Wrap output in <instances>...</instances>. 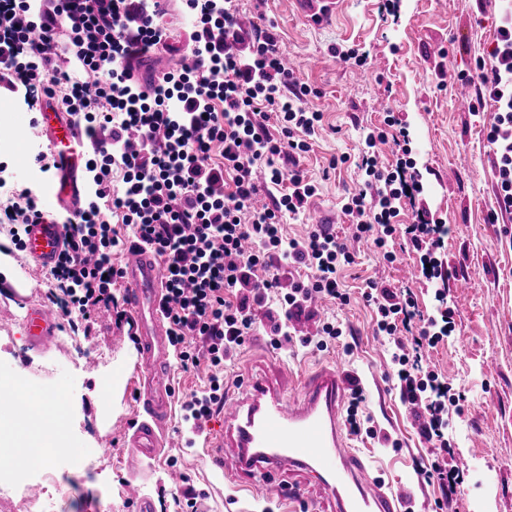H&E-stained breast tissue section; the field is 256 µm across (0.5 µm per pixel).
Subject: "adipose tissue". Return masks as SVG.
Listing matches in <instances>:
<instances>
[{
  "label": "adipose tissue",
  "mask_w": 512,
  "mask_h": 512,
  "mask_svg": "<svg viewBox=\"0 0 512 512\" xmlns=\"http://www.w3.org/2000/svg\"><path fill=\"white\" fill-rule=\"evenodd\" d=\"M0 399L10 400L13 411L9 417H0V447L16 449L25 456L48 463L50 459L71 446L68 432L69 416L64 404L51 394L33 392L23 368H16L11 388L0 387ZM56 422L53 434H45V420Z\"/></svg>",
  "instance_id": "obj_1"
}]
</instances>
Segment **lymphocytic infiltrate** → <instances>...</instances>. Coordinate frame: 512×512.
Listing matches in <instances>:
<instances>
[{"instance_id":"f902f5d3","label":"lymphocytic infiltrate","mask_w":512,"mask_h":512,"mask_svg":"<svg viewBox=\"0 0 512 512\" xmlns=\"http://www.w3.org/2000/svg\"><path fill=\"white\" fill-rule=\"evenodd\" d=\"M496 44L489 63L479 66L482 97L496 115L487 140L494 155L502 209H512V0H501ZM193 31L185 51L193 69L176 68L140 79L133 62L166 47L170 32L159 0H0V83L29 108L57 102L74 116L91 148L84 170L91 190L78 214L62 209L45 215L35 188L23 186L16 202L0 208L21 237L27 223L50 219L68 228L67 247L52 269L64 284L65 313L91 320L111 313L116 327L131 321L113 288L122 275L112 261L115 249L147 247L162 264L163 314L184 370L206 366L208 387L184 404V420L202 432L224 398V366L245 344L269 296L281 286L272 270L276 257L305 269V279L284 293L282 319L271 344L291 343L290 322L301 317L313 296L344 300L338 273L355 256L346 244L315 229L302 240L286 237L282 212L306 208L316 188L301 169L271 168L272 184L288 191L272 205L256 207L255 167L285 155L297 160L310 149L322 120L305 103L310 89L284 71L275 36L257 32L248 58L227 54L226 38L239 26L232 0H182ZM75 60L85 75L72 80L59 60ZM280 127L272 136L269 121ZM393 140L407 150L409 134L370 131L358 166L366 179L349 197L344 214L352 236L387 250L401 239L416 250L434 251L446 230L418 207L423 192L411 161L379 169L377 146ZM221 160L212 163V151ZM123 173L114 188L112 173ZM413 205V220L398 223L402 202ZM129 228L120 237L118 226ZM251 251H243V240ZM376 326L393 347L402 398L424 409L421 433L433 447L447 449L448 386L430 370L427 347L433 338L422 324L410 290L377 289L369 295Z\"/></svg>"}]
</instances>
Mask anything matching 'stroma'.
<instances>
[{"label":"stroma","instance_id":"stroma-1","mask_svg":"<svg viewBox=\"0 0 512 512\" xmlns=\"http://www.w3.org/2000/svg\"><path fill=\"white\" fill-rule=\"evenodd\" d=\"M247 31L273 29L294 61L293 72L313 91L309 103L322 121L309 138L311 149L300 167L316 187L306 210L284 214V232L302 238L324 224L340 240L350 235L342 211L349 195L363 184L352 163L366 129L380 127L386 115L410 133L411 158L424 191L422 204L431 219L446 224L448 234L435 254L441 277L420 276L422 253L398 252L386 262L366 241L352 243L354 264L339 272L347 304L329 301L316 307L317 319L342 324L343 336L326 348L298 343L271 350L267 324L257 325L246 344L227 362L224 391L239 393L247 372L264 371L296 393L295 379L308 369L332 362L359 378L366 402L360 415L370 418L374 435H349L348 441L382 480V489L397 499L400 512H512V210L499 206L493 153L487 132L494 121L490 103L460 110L457 99L477 97V64L494 46L499 24L498 0H454L442 11L438 0H340L336 19L312 26L300 18L294 0H235ZM171 51L141 67V74L176 67L179 47L188 43L192 27L176 0L164 18ZM368 53V69L360 71L341 59L342 51ZM318 67H311V60ZM10 124V142L0 151L17 183L32 178L28 166L32 111L0 87V116ZM8 262L0 267V372L16 366L27 371L37 391H58L71 416L73 449L93 454L72 467L60 457L23 483L0 484V512H130L124 493L129 477L127 426L137 414L134 390L138 372L129 360L139 338L112 344L117 329L100 315L93 329L79 318L66 317L52 347L28 346L22 318L26 302L53 305L58 281L16 250L0 230V250ZM410 288L424 314L454 312L450 332L429 351L430 363L452 393L461 395L460 412L448 416L451 453L465 480L454 503L438 485L420 483L415 472L427 459L429 444L419 421L399 394L396 368L386 340L374 332L375 311L364 298L369 282ZM26 295H18L17 284ZM120 382V407L107 426H99L95 397L105 390L106 376ZM178 401L173 408L170 444L164 448L146 490L157 512H333L313 475L277 472V480L300 491L294 507L259 503L252 479L241 473L242 488L228 497L213 475L205 448L195 443L183 420L182 401L207 384L206 369L186 373L173 366ZM177 467L184 486L164 479ZM191 487L195 501L183 495Z\"/></svg>","mask_w":512,"mask_h":512}]
</instances>
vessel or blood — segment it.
Masks as SVG:
<instances>
[{"label": "vessel or blood", "mask_w": 512, "mask_h": 512, "mask_svg": "<svg viewBox=\"0 0 512 512\" xmlns=\"http://www.w3.org/2000/svg\"><path fill=\"white\" fill-rule=\"evenodd\" d=\"M338 0H297L299 15L311 24H322L336 15ZM42 128L53 148L68 153L79 142L71 116L47 103L40 114ZM52 202L78 211L74 186L51 182ZM66 229L61 224L40 223L27 227L24 250L43 269L55 266L64 250ZM127 300L139 327L141 356L137 362L139 396L145 416L135 422L128 436L131 460L139 464L157 459L165 440L175 389L170 376L174 359L169 328L161 315L163 274L156 258L144 247L128 252L122 269ZM28 343L50 349L59 330L60 316L52 307L27 309L24 319ZM299 395H290L278 379L253 372L243 380L241 395L224 399L223 424L202 439L216 471L224 469V451H238L244 471L256 477V495L265 502H280L286 487L270 477V469H300L315 474L324 498L336 512H398L395 503L376 486L364 461L352 452L344 437L342 407L346 378L333 366H322L300 380ZM132 512H155V504L141 483L127 484Z\"/></svg>", "instance_id": "1"}]
</instances>
